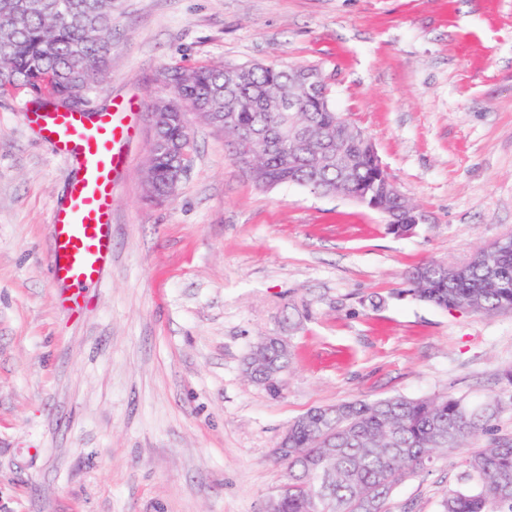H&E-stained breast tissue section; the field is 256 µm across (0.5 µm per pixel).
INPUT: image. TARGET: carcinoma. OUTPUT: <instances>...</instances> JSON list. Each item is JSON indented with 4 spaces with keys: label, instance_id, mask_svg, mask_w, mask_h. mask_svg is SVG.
<instances>
[{
    "label": "carcinoma",
    "instance_id": "1",
    "mask_svg": "<svg viewBox=\"0 0 512 512\" xmlns=\"http://www.w3.org/2000/svg\"><path fill=\"white\" fill-rule=\"evenodd\" d=\"M112 37V0H0V90L24 89L55 100L76 92L91 93L107 71ZM238 82H228L229 68L200 66L188 70L177 94L203 113L205 121L228 127L234 153L255 155L254 183L273 187L297 184L320 194L340 188L371 190L376 166L358 141L344 136L329 89L302 97L301 111L266 108L270 97H288V87L312 66L254 64L238 66ZM301 124L312 133L347 146L345 166L332 158L319 161L301 141L288 138V126ZM254 133L241 141L233 128ZM158 146L153 169L158 188L149 201L168 200L173 155L190 150L187 114L162 123L154 135ZM414 297L448 309L462 307L486 314L512 308V253L490 266L473 262L464 268L430 260L406 273ZM291 350L273 340L257 342L245 365H256L252 382L276 395L278 375L290 365ZM499 400L482 408L448 395L373 401H345L313 408L288 424V489L275 493V512H386L393 490L440 453L460 451L489 430L501 410ZM439 512H512V441L495 440L465 456L456 487L439 504Z\"/></svg>",
    "mask_w": 512,
    "mask_h": 512
}]
</instances>
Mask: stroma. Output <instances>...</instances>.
<instances>
[{"label": "stroma", "instance_id": "stroma-1", "mask_svg": "<svg viewBox=\"0 0 512 512\" xmlns=\"http://www.w3.org/2000/svg\"><path fill=\"white\" fill-rule=\"evenodd\" d=\"M254 63L322 71L420 211L413 235L339 195L255 185L193 114L175 196L145 199L160 71ZM131 97L112 259L71 309L49 247L75 171L27 93L0 94V512H262L289 421L356 399L497 397L466 452L512 440V310L405 293L410 267L512 232V0H112L92 107ZM261 336L293 353L277 396L243 372ZM463 454L407 478L389 512H438Z\"/></svg>", "mask_w": 512, "mask_h": 512}]
</instances>
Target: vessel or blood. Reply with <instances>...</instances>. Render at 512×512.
Instances as JSON below:
<instances>
[{"label": "vessel or blood", "mask_w": 512, "mask_h": 512, "mask_svg": "<svg viewBox=\"0 0 512 512\" xmlns=\"http://www.w3.org/2000/svg\"><path fill=\"white\" fill-rule=\"evenodd\" d=\"M138 107L128 98L91 119L77 112L35 116L57 153L78 167L67 204L53 214L50 257L54 279L79 293L99 282L111 253L115 175L133 131L128 117Z\"/></svg>", "instance_id": "b4317fda"}]
</instances>
